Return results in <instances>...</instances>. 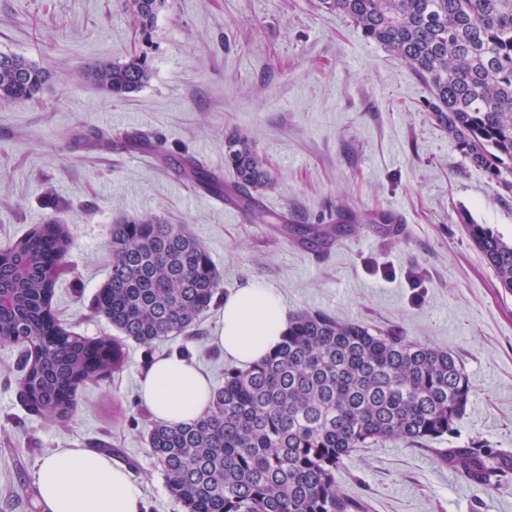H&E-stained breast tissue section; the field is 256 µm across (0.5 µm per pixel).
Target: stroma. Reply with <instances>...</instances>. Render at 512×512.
Returning a JSON list of instances; mask_svg holds the SVG:
<instances>
[{
  "label": "stroma",
  "mask_w": 512,
  "mask_h": 512,
  "mask_svg": "<svg viewBox=\"0 0 512 512\" xmlns=\"http://www.w3.org/2000/svg\"><path fill=\"white\" fill-rule=\"evenodd\" d=\"M153 41L151 80L115 99L75 76L138 48L120 0H0V52L50 72L39 100L0 108V248L48 219L67 225L71 271L52 311L66 330L122 349L120 369L81 387L74 414L57 421L20 401L22 349L0 343V512H40L34 473L44 456L103 447L140 485L147 512H184L148 448L153 417L138 380L153 358L179 353L223 386L232 366L215 342L224 305H212L192 337L151 348L120 338L91 301L109 274L107 242L123 213L186 225L207 246L224 293L258 281L288 312L399 329L464 364L473 391L452 434L362 448L337 470V485L362 512H512V490L473 487L440 457L476 441L512 451V294L465 231L485 224L511 241L512 191L457 150L407 65L318 0H167ZM98 130L111 134V149L94 147ZM132 133L156 151H127ZM238 133L276 180L257 205L287 225L255 223L162 159L187 154L231 180L224 145ZM344 206L369 214L358 233L300 243L302 230L334 226ZM390 212L403 216L405 235L391 233Z\"/></svg>",
  "instance_id": "stroma-1"
}]
</instances>
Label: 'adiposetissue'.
<instances>
[{"mask_svg": "<svg viewBox=\"0 0 512 512\" xmlns=\"http://www.w3.org/2000/svg\"><path fill=\"white\" fill-rule=\"evenodd\" d=\"M288 314L276 293L250 282L224 300V330L216 339L225 358L247 366L280 342ZM139 393L152 416L171 424L190 422L213 394L209 376L191 360L174 354L145 367ZM41 512H145L139 486L108 454L60 448L45 456L35 473Z\"/></svg>", "mask_w": 512, "mask_h": 512, "instance_id": "adipose-tissue-1", "label": "adipose tissue"}]
</instances>
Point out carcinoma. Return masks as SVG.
Segmentation results:
<instances>
[{
	"mask_svg": "<svg viewBox=\"0 0 512 512\" xmlns=\"http://www.w3.org/2000/svg\"><path fill=\"white\" fill-rule=\"evenodd\" d=\"M167 0H123L143 43H152ZM360 28L428 86L435 121L474 166L512 189V0H320ZM153 73L152 57L85 67L82 81L121 99ZM49 71L0 52V105L40 97ZM234 190L273 185L249 138L227 140ZM179 175L212 194L224 180L189 157ZM472 243L512 293V243L486 224H467ZM72 239L53 219L0 249V343L33 345L21 362L18 393L40 416L65 420L78 388L119 368L121 347L61 328L51 312ZM108 278L92 302L123 336L144 346L192 336L219 298L222 276L206 246L182 224L123 214L112 224ZM472 384L453 354L395 331H375L320 312L288 316L281 342L263 360L224 372V386L196 420L147 430L169 493L184 512H360L336 484V470L359 448L417 445L453 432ZM441 459L475 486H512V454L486 444L450 448Z\"/></svg>",
	"mask_w": 512,
	"mask_h": 512,
	"instance_id": "1",
	"label": "carcinoma"
}]
</instances>
